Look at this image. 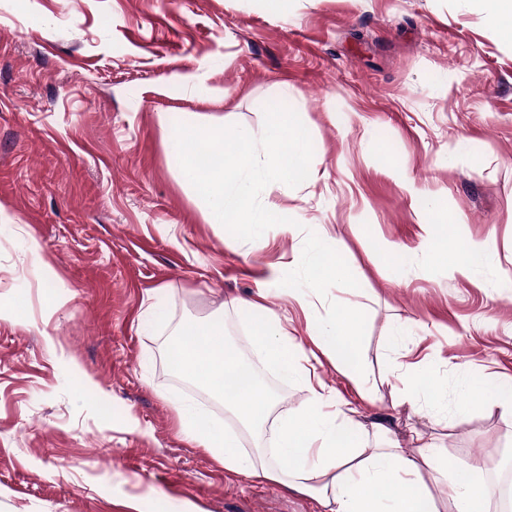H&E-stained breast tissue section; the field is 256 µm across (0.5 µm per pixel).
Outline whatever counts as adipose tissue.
Wrapping results in <instances>:
<instances>
[{
	"label": "adipose tissue",
	"instance_id": "obj_1",
	"mask_svg": "<svg viewBox=\"0 0 512 512\" xmlns=\"http://www.w3.org/2000/svg\"><path fill=\"white\" fill-rule=\"evenodd\" d=\"M349 308L320 319L311 330L316 345L352 354L353 324ZM180 366L224 398L246 429L264 428L269 403L249 368L224 338V321L189 322L179 331ZM255 357L268 368L307 380L309 361L301 343L280 318L265 316L254 332ZM184 436L210 449L226 470L246 478L273 480L288 491L313 498L321 512H490L488 486L474 469H458L436 440L415 435L414 452H405L389 428L366 426L358 402L315 389L308 403L278 416L274 448L246 452L237 432L211 421L197 408L175 403ZM379 435L382 446L363 454L368 434Z\"/></svg>",
	"mask_w": 512,
	"mask_h": 512
}]
</instances>
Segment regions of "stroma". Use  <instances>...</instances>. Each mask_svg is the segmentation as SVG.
Listing matches in <instances>:
<instances>
[{
	"mask_svg": "<svg viewBox=\"0 0 512 512\" xmlns=\"http://www.w3.org/2000/svg\"><path fill=\"white\" fill-rule=\"evenodd\" d=\"M269 102L311 129L316 163L263 189L297 225L255 249L206 222L158 116L258 132ZM444 216L484 245L470 276L433 260ZM309 230L358 288L272 290ZM344 307L359 343L345 369L322 357L327 389L404 450L415 427L489 485L512 476V413L470 401L512 393V38L484 0H0V512H318L184 438L178 400L239 423L165 351L220 316L249 361L265 315L307 345ZM416 361L443 397L418 413L388 385ZM259 381L277 415L311 396Z\"/></svg>",
	"mask_w": 512,
	"mask_h": 512,
	"instance_id": "1",
	"label": "stroma"
}]
</instances>
